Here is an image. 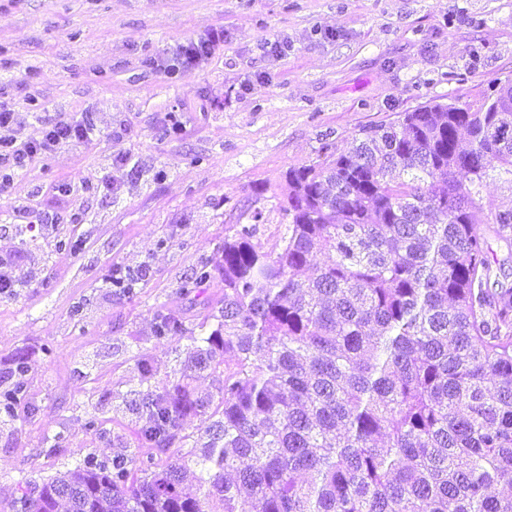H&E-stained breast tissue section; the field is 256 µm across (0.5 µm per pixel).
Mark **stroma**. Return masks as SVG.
<instances>
[{
	"instance_id": "35a3bbf8",
	"label": "stroma",
	"mask_w": 512,
	"mask_h": 512,
	"mask_svg": "<svg viewBox=\"0 0 512 512\" xmlns=\"http://www.w3.org/2000/svg\"><path fill=\"white\" fill-rule=\"evenodd\" d=\"M210 25L224 47L207 62L155 67ZM277 39L285 55L267 53ZM508 83L512 0H0V97L19 140L85 112L97 127L0 200V254L17 256L22 282L0 296V390L23 387L20 418L0 420V512L86 456L159 458L138 439L133 393L181 378L224 295L217 281L188 297L181 285L254 210L257 241L280 239L289 167ZM27 208L62 221L26 229ZM62 237L81 250L56 249ZM115 267L140 273L133 293L107 287ZM159 308L186 333L157 338Z\"/></svg>"
}]
</instances>
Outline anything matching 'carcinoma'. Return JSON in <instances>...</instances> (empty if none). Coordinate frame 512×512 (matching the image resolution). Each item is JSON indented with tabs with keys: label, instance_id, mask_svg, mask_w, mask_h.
Returning a JSON list of instances; mask_svg holds the SVG:
<instances>
[{
	"label": "carcinoma",
	"instance_id": "obj_1",
	"mask_svg": "<svg viewBox=\"0 0 512 512\" xmlns=\"http://www.w3.org/2000/svg\"><path fill=\"white\" fill-rule=\"evenodd\" d=\"M322 151L288 169L271 249L253 242L256 210L182 285L224 283L190 367L234 358L222 417L203 419L210 402L186 383L140 391L139 439L166 453L194 415L198 445L164 465L88 457L12 512H512V494L489 493L512 486V289L487 288L481 230H512V207L482 197L493 173L512 191V85ZM316 247L328 260L312 268ZM154 319L159 338L185 331Z\"/></svg>",
	"mask_w": 512,
	"mask_h": 512
}]
</instances>
